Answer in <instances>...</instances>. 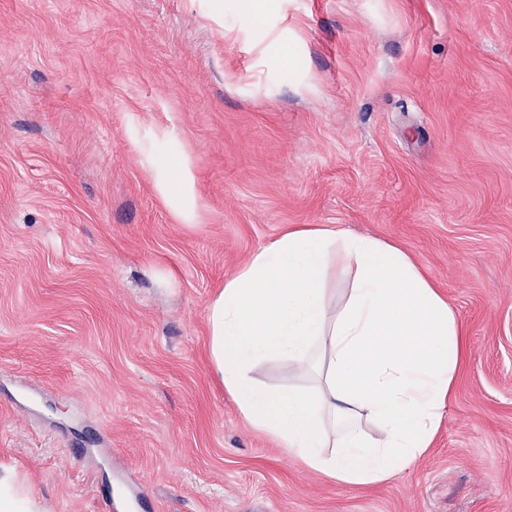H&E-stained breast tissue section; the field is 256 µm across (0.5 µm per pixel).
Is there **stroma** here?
Returning a JSON list of instances; mask_svg holds the SVG:
<instances>
[{
    "label": "stroma",
    "instance_id": "35a3bbf8",
    "mask_svg": "<svg viewBox=\"0 0 512 512\" xmlns=\"http://www.w3.org/2000/svg\"><path fill=\"white\" fill-rule=\"evenodd\" d=\"M178 155L189 223L152 181ZM317 224L401 245L466 332L381 484L211 374L210 298ZM0 465L44 512H512V0H0Z\"/></svg>",
    "mask_w": 512,
    "mask_h": 512
}]
</instances>
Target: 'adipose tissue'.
Here are the masks:
<instances>
[{
  "label": "adipose tissue",
  "mask_w": 512,
  "mask_h": 512,
  "mask_svg": "<svg viewBox=\"0 0 512 512\" xmlns=\"http://www.w3.org/2000/svg\"><path fill=\"white\" fill-rule=\"evenodd\" d=\"M152 178L192 221L190 165H155ZM338 273L349 282L340 298L330 287ZM207 322L213 375L249 424L351 485L386 482L428 451L464 336L455 309L401 246L325 225L257 249L210 299ZM271 360L313 375L314 386L263 389L254 373Z\"/></svg>",
  "instance_id": "adipose-tissue-1"
}]
</instances>
